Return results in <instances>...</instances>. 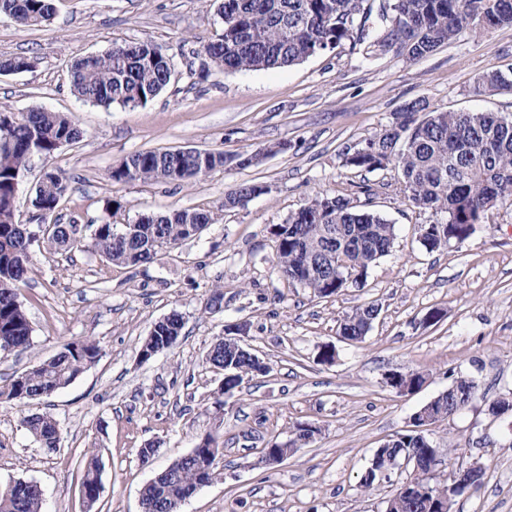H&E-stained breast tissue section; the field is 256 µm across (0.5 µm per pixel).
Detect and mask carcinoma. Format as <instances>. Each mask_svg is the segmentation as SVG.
I'll return each mask as SVG.
<instances>
[{
    "instance_id": "cac0c4a2",
    "label": "carcinoma",
    "mask_w": 512,
    "mask_h": 512,
    "mask_svg": "<svg viewBox=\"0 0 512 512\" xmlns=\"http://www.w3.org/2000/svg\"><path fill=\"white\" fill-rule=\"evenodd\" d=\"M367 0H222L224 29L211 39L206 50L212 65L227 72L285 68L311 56L335 49L346 40L369 43L381 51L393 47L415 61L426 58L452 42L465 29L481 36L498 28H512V0H383V19L391 27L383 32L366 29L370 9ZM0 14L19 24L38 27L54 14L53 0H0ZM172 59L149 42H133L104 54H91L71 65L74 94L106 108L144 106L170 85L174 76ZM512 92V73L491 69L480 75L473 93ZM423 118H418L419 113ZM82 130L67 116L32 110L0 127V355L30 346L31 328L19 300V284L31 272L30 250L46 243L66 250L82 245L74 224H58L52 216L69 189L60 171L43 172L32 205L39 224L52 229L31 236L33 227L15 220V176L29 170L35 152L52 157L63 145L77 143ZM236 163L252 165L243 157H226L222 152L196 148L176 151L147 150L129 155L112 169L115 182L163 180L193 184L217 168ZM345 164L367 172L393 169L408 200L429 211L433 223L418 225L419 242L428 251L461 243L483 223L487 213L512 205V117L495 112L426 110L420 100L405 103L394 121L346 153ZM262 191L242 183L224 196V206L235 207ZM213 222L205 210H174L141 217L135 224L117 229L107 220L97 225L90 247L115 265L136 266L149 260L162 246H175L195 237L190 228ZM276 267L283 277L310 289L318 297H330L363 283L368 270L388 255L396 237L395 225L381 216L355 209L343 195L318 192L288 220L277 225ZM379 307L369 302L349 315L339 329L354 342L362 341ZM180 315L173 313L155 323L141 348L153 350L181 334ZM100 356L98 345L88 339L63 345L53 357L0 388V397L20 405L49 395L75 380ZM214 366L228 365L235 383L243 376L262 374L266 365L239 353L224 343H215L207 354ZM442 414L448 419L467 407L457 394L440 398ZM23 425L40 442L52 449L60 440L59 424L47 413L22 419ZM430 438L410 430L376 450L372 468L360 486L373 488L378 472L407 455L424 459ZM432 470L422 467L411 480L429 489L428 497L444 499L447 491L431 484ZM213 474L185 465L174 480L150 481L142 491L147 512L173 509ZM100 463L97 456L87 462L81 485L91 497L98 496ZM40 488L23 480L0 486V512H41ZM386 512H430L417 493L397 487L385 505Z\"/></svg>"
}]
</instances>
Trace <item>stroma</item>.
<instances>
[{
	"label": "stroma",
	"mask_w": 512,
	"mask_h": 512,
	"mask_svg": "<svg viewBox=\"0 0 512 512\" xmlns=\"http://www.w3.org/2000/svg\"><path fill=\"white\" fill-rule=\"evenodd\" d=\"M54 7L42 27L0 14V60L34 62L0 73V106L16 115L61 112L83 131L78 143L33 160L16 194L17 223H33L34 186L47 166L70 184L56 219L77 225L86 240L108 219L132 224L144 215L202 209L214 221L199 237L160 247L136 266L110 264L85 247H33L20 290L32 344L0 360V386L71 340H93L100 357L28 407L0 398V484H37L43 512H142L143 487L210 434L221 450L215 476L181 512H381L410 472L393 471L363 490L376 449L412 429L413 414L463 374L477 384L475 400L426 429L438 455L433 480L445 481L449 467L479 463L481 488L456 498L452 512H512V415L489 409L512 394V207L493 210L463 243L430 252L417 227L431 215L408 201L395 172L345 163L349 150L410 100L432 110L512 116L511 93H472L484 71L512 70V28L481 37L462 31L418 61L346 42L292 67L227 72L202 52L223 28L208 0H54ZM143 41L174 63L175 78L160 96L106 109L74 95L75 59ZM278 143L285 151L249 167L231 162L193 186L110 178L138 151L196 148L232 159ZM245 182L262 194L225 207V194ZM317 192L347 195L397 234L361 287L325 298L275 267V225ZM114 201L121 207L111 215ZM218 286L224 300L215 310L209 299ZM368 302L380 313L365 340H341L340 321ZM433 309L442 318L426 322ZM174 312L184 323L176 343L141 360L153 325ZM240 323L244 348L268 371L244 376L225 394L224 373L207 352L225 326ZM329 349L334 360L322 362ZM392 371L421 372L427 382L400 394L384 382ZM26 411L57 418V451L21 424ZM300 423L319 427L314 442L276 467L261 465L263 448L287 441ZM152 441L158 451L142 463L139 450ZM92 454L101 459V493L89 511L81 478Z\"/></svg>",
	"instance_id": "1"
}]
</instances>
